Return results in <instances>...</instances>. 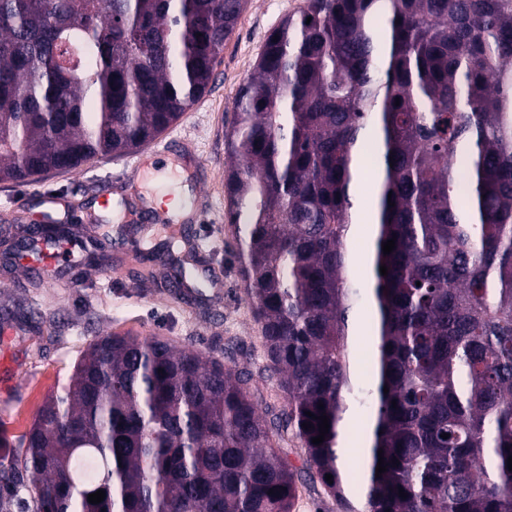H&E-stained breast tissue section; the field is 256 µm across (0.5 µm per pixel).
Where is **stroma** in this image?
I'll list each match as a JSON object with an SVG mask.
<instances>
[{"label": "stroma", "instance_id": "stroma-1", "mask_svg": "<svg viewBox=\"0 0 512 512\" xmlns=\"http://www.w3.org/2000/svg\"><path fill=\"white\" fill-rule=\"evenodd\" d=\"M305 0H249L224 45L207 92L189 112L165 131L182 140L166 152L173 168L195 185L192 201L208 203L201 222L189 225L188 237L171 240V227L150 216L113 204L102 210L98 190H124L133 155L89 161L74 173H50L15 184L0 182V251L13 244L17 227L67 210L97 216L93 247L75 252L55 277L36 265L0 266V429L18 436L31 426L45 397L72 371L87 344L108 333L159 336L176 345L219 357L228 339L240 345L239 367L251 376L250 392L262 410L276 412L285 395L266 378L268 363L235 258V243L225 216L224 131L236 94L253 69L267 34ZM146 225L152 243H170L185 275L205 270L221 291L204 288L190 298L174 288L171 268L136 259L130 238ZM199 249H190V242ZM296 473L298 488L292 512H341L335 498L305 475L306 451L294 432L275 437Z\"/></svg>", "mask_w": 512, "mask_h": 512}]
</instances>
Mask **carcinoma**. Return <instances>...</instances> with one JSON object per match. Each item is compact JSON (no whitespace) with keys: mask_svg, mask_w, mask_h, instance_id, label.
Listing matches in <instances>:
<instances>
[{"mask_svg":"<svg viewBox=\"0 0 512 512\" xmlns=\"http://www.w3.org/2000/svg\"><path fill=\"white\" fill-rule=\"evenodd\" d=\"M246 4L0 0V181L159 136L207 90ZM224 193L287 406L261 411L232 339L224 361L97 336L0 454V512H291L295 474L272 444L288 428L344 512L354 495L370 512H512V0H306L235 99ZM367 308L365 384L353 347ZM365 403L371 435L342 469Z\"/></svg>","mask_w":512,"mask_h":512,"instance_id":"obj_1","label":"carcinoma"}]
</instances>
